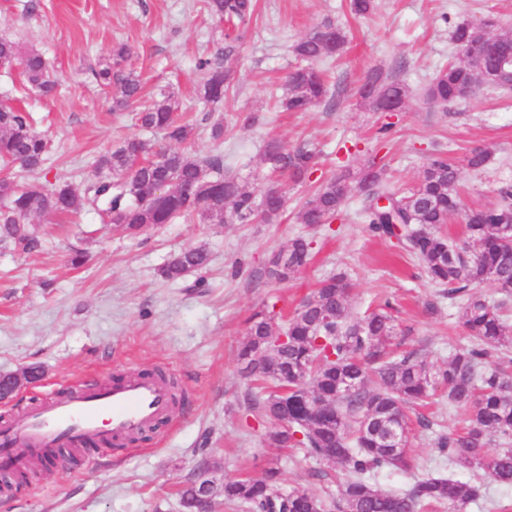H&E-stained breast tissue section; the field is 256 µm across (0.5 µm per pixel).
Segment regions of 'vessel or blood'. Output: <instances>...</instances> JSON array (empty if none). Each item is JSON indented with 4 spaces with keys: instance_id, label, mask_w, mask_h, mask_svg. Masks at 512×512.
<instances>
[{
    "instance_id": "vessel-or-blood-1",
    "label": "vessel or blood",
    "mask_w": 512,
    "mask_h": 512,
    "mask_svg": "<svg viewBox=\"0 0 512 512\" xmlns=\"http://www.w3.org/2000/svg\"><path fill=\"white\" fill-rule=\"evenodd\" d=\"M173 406L167 383L142 372L69 386L36 407L0 418V472L22 474L34 456L57 448L123 446L167 420Z\"/></svg>"
}]
</instances>
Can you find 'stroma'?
Instances as JSON below:
<instances>
[{
	"instance_id": "stroma-1",
	"label": "stroma",
	"mask_w": 512,
	"mask_h": 512,
	"mask_svg": "<svg viewBox=\"0 0 512 512\" xmlns=\"http://www.w3.org/2000/svg\"><path fill=\"white\" fill-rule=\"evenodd\" d=\"M346 32L342 56L322 61L334 101L308 112H276L297 65L292 44L325 20ZM495 33L512 32V0H376L366 17L348 0H257L241 39L224 59L233 80L223 107L198 102L201 59L223 47L222 30L202 0H0V37L39 50L56 95L41 98L20 69L0 68V99L30 113L33 128L54 149L41 173L15 171L16 182L70 185L82 190L97 158L140 135L130 112L112 109V94L93 69L115 43L130 48L128 70L139 75L145 98L171 93L196 126L185 151L218 155L224 173L262 195L269 184V141L319 155L318 169L296 184L281 181L285 214L277 224H198L178 220L130 236L94 210L33 218L40 247L25 253L0 244V376L35 369L0 414L33 407L81 377H109L159 369L173 377L186 403L150 440L114 448L91 470L65 459L40 469L28 485L0 493V512H185L180 491L198 473L215 485L278 467L284 491L317 490L337 496L344 470L305 450L265 443L270 421L250 404L252 384L237 351L247 320L263 305L294 308L324 277L345 273L353 315L391 302L395 340L427 363L442 366L468 347L462 303L430 283L417 258L397 241L375 236L360 214L363 196L352 190L339 216L309 226L300 220L308 194L336 168L373 159L387 168L393 191L415 186L433 159L447 158L460 175L464 207H490L512 185V93L488 86L476 98L445 107L426 91L448 61L464 54L451 39L461 21ZM408 89L403 111L373 112L359 90L371 72ZM224 137H210L213 123ZM488 151L483 169L467 157ZM310 244L311 259L294 278H261L269 258L289 240ZM206 247V270L176 280L161 268L176 253ZM85 262L70 263L74 253ZM416 418L409 471L376 474L383 490H407L427 473L472 480L474 471L440 456L437 434L467 424L470 411L448 404L446 389L410 410Z\"/></svg>"
}]
</instances>
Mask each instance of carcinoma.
Returning <instances> with one entry per match:
<instances>
[{
  "label": "carcinoma",
  "instance_id": "1",
  "mask_svg": "<svg viewBox=\"0 0 512 512\" xmlns=\"http://www.w3.org/2000/svg\"><path fill=\"white\" fill-rule=\"evenodd\" d=\"M211 16L227 25L224 37L251 17L253 0H205ZM487 32L468 21L457 23L452 41L465 48L484 39ZM344 47L345 32L326 22L293 45V53L307 65L288 78V92L278 101L290 112H306L329 96L326 77L317 63L329 57L323 37ZM130 51L119 43L112 56L94 69L104 86L117 87L112 110L124 111L140 97L139 76L125 69ZM21 66L30 86L40 95L51 96L55 81L46 75L47 64L34 49H22L8 38L0 37V67ZM205 76L198 84L199 99L207 106L224 104L231 74L216 59L199 62ZM375 88L362 95L366 105L381 110L382 101L408 95L404 85L386 82L374 76ZM479 80L478 73L466 62H450L442 67L427 90L435 105L466 99L465 90ZM178 100L161 94L136 113L141 128L160 133L172 143L160 147L150 139L131 137L122 145L97 159L95 174L83 191L69 185L47 189L23 185L9 177L0 178V243L34 250L39 239L28 228L34 216L78 213L103 208L109 223L129 236L151 226L167 224L176 218L200 224H273L284 210L282 206L261 207L253 192L233 178L218 175L221 160L202 157L175 148L195 135V127L177 115ZM50 151V143L33 131L22 112L0 105V164H18L38 171ZM265 160L275 171L305 180L318 165L316 153L297 148L288 151L280 142L265 147ZM458 169L444 158L432 160L420 182L399 194L387 184L385 166L369 161L352 170L347 166L323 179L306 199L300 220L313 219L321 224L332 220L350 196L353 184L363 191V212L372 230L386 237L395 236L396 225H403L402 244L421 263L428 278L444 288L450 298H461L470 346L456 353L448 364L435 368L413 353L399 358L388 348L394 333L392 306L368 311L351 318L348 303L351 288L342 274L330 275L301 300L288 319V345L267 349L276 331L275 310L265 305L249 319L248 340L239 350L245 369L272 391L253 405L272 421L265 441L276 448H304L318 460L338 463L345 470L338 512H416L418 508L448 507V512H465L467 505L482 495L483 483L446 477L420 476L403 492L383 491L372 477L383 470L405 471L410 467L407 448L411 428L408 411L421 405L437 386L448 389V403L472 411L469 428L462 432L440 433L435 447L448 460L463 466L474 465L482 476L500 484L512 485V374L502 367H487L492 351L512 348V321L508 320L512 298V247L501 242V226H512V188L499 191L497 204L464 212L467 241L460 245L434 230L461 211ZM166 184L171 192L168 206L155 205V187ZM388 205H378L380 199ZM288 265L269 261V279L283 282L304 268L309 261V245L302 238L288 242ZM206 248L194 247L175 254L162 269V276L177 279L190 271L208 266ZM485 282L500 288L503 298L489 302L471 294ZM306 367L297 376V368ZM353 379L356 387L346 395L342 388ZM288 387V406L277 392ZM504 445L498 453L487 451L494 441ZM38 464L15 478L0 481V491L13 484L28 482L37 475ZM279 470L268 467L257 475L226 480L221 494L231 505L246 506L252 512H325V501L315 493L297 490L283 493L278 488ZM181 503L189 512H209L212 500L197 497L194 483L181 491Z\"/></svg>",
  "mask_w": 512,
  "mask_h": 512
}]
</instances>
